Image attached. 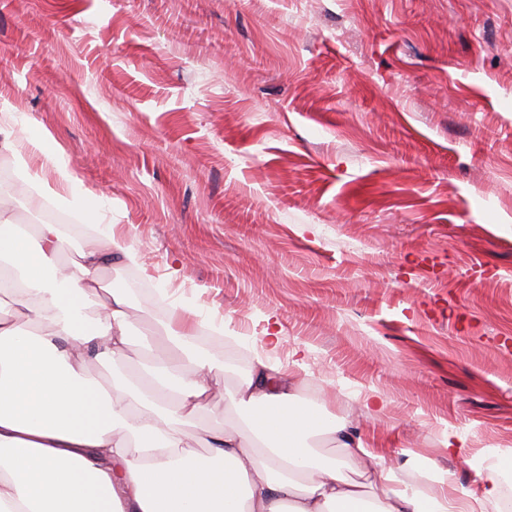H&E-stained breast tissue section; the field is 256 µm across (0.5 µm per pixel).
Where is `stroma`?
Instances as JSON below:
<instances>
[{
    "instance_id": "stroma-1",
    "label": "stroma",
    "mask_w": 512,
    "mask_h": 512,
    "mask_svg": "<svg viewBox=\"0 0 512 512\" xmlns=\"http://www.w3.org/2000/svg\"><path fill=\"white\" fill-rule=\"evenodd\" d=\"M1 128L14 223L43 134L142 258L102 272L141 309L122 371L179 361L192 307L247 355L210 348L200 423L237 418L273 315L298 402L398 475L512 478V0H0Z\"/></svg>"
}]
</instances>
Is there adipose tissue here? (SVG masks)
Instances as JSON below:
<instances>
[{"instance_id": "ef3b65f1", "label": "adipose tissue", "mask_w": 512, "mask_h": 512, "mask_svg": "<svg viewBox=\"0 0 512 512\" xmlns=\"http://www.w3.org/2000/svg\"><path fill=\"white\" fill-rule=\"evenodd\" d=\"M21 176L38 196L85 212L72 171L59 168L67 194L40 181L25 157ZM78 260L59 264L65 238L56 224L13 223L0 206V512H483L500 494L499 471L479 474L461 497L449 470L425 493L403 482L380 450L365 447L345 424L298 403L293 368L255 356L234 400L233 426L204 429L206 453L184 444L207 412L218 371L195 344L204 322L173 309L162 332L182 363L148 364L130 380L117 364L131 344L133 306L101 272L138 254L112 228L86 234ZM107 358L111 378L91 376L90 350ZM349 455L359 473L326 458L314 440Z\"/></svg>"}]
</instances>
